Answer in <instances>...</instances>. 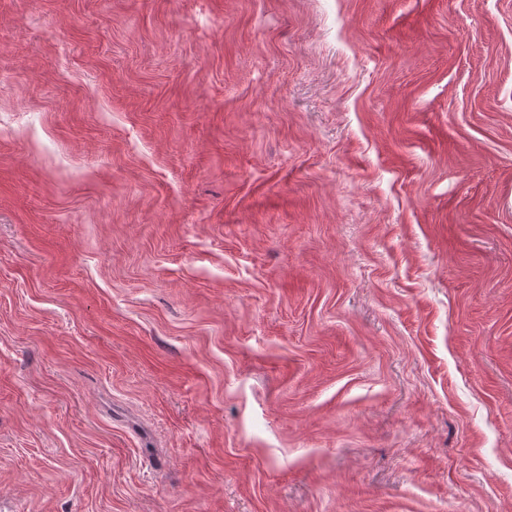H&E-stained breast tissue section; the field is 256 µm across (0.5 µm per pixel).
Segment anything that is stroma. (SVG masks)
Returning <instances> with one entry per match:
<instances>
[{
  "mask_svg": "<svg viewBox=\"0 0 512 512\" xmlns=\"http://www.w3.org/2000/svg\"><path fill=\"white\" fill-rule=\"evenodd\" d=\"M0 512H512V0H0Z\"/></svg>",
  "mask_w": 512,
  "mask_h": 512,
  "instance_id": "stroma-1",
  "label": "stroma"
}]
</instances>
